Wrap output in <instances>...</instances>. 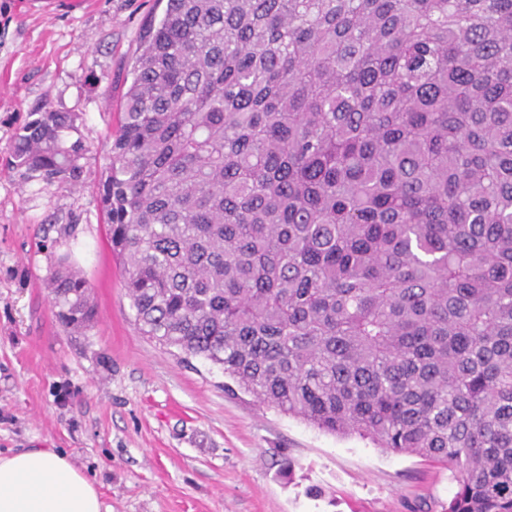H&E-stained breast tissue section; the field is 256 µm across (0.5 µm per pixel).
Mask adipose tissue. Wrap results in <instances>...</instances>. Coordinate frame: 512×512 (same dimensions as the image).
Here are the masks:
<instances>
[{"label":"adipose tissue","mask_w":512,"mask_h":512,"mask_svg":"<svg viewBox=\"0 0 512 512\" xmlns=\"http://www.w3.org/2000/svg\"><path fill=\"white\" fill-rule=\"evenodd\" d=\"M0 512H103V503L68 455L33 448L0 455Z\"/></svg>","instance_id":"obj_1"}]
</instances>
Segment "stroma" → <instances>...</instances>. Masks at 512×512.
Here are the masks:
<instances>
[{
	"label": "stroma",
	"instance_id": "1",
	"mask_svg": "<svg viewBox=\"0 0 512 512\" xmlns=\"http://www.w3.org/2000/svg\"><path fill=\"white\" fill-rule=\"evenodd\" d=\"M163 11L159 0H0V454H68L110 512H441L457 490L447 469L225 394L221 369L138 329L97 183L139 36ZM45 106L78 116V184L25 182L6 165ZM62 260L91 287L88 328L66 329L51 303Z\"/></svg>",
	"mask_w": 512,
	"mask_h": 512
}]
</instances>
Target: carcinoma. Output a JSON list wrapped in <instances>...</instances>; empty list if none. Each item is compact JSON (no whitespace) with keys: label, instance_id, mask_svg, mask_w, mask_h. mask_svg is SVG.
<instances>
[{"label":"carcinoma","instance_id":"obj_1","mask_svg":"<svg viewBox=\"0 0 512 512\" xmlns=\"http://www.w3.org/2000/svg\"><path fill=\"white\" fill-rule=\"evenodd\" d=\"M77 115L19 129L76 184ZM99 204L141 333L512 512V0H167ZM68 328L96 315L64 262Z\"/></svg>","mask_w":512,"mask_h":512}]
</instances>
